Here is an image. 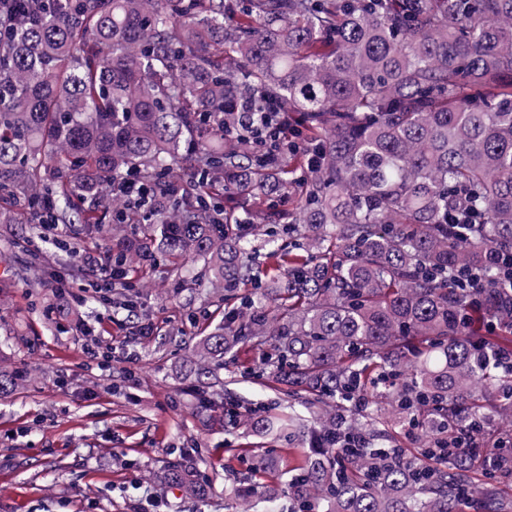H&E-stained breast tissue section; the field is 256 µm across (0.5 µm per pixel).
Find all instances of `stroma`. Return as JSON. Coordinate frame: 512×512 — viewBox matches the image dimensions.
Listing matches in <instances>:
<instances>
[{
    "label": "stroma",
    "mask_w": 512,
    "mask_h": 512,
    "mask_svg": "<svg viewBox=\"0 0 512 512\" xmlns=\"http://www.w3.org/2000/svg\"><path fill=\"white\" fill-rule=\"evenodd\" d=\"M50 237L36 261L13 226L0 224V370L29 373L0 391V512H235L230 487L255 512H288L281 476L303 453L298 439L251 433L223 410L202 408L192 391V351L224 319L220 294L185 285L203 277L201 265L155 261L140 272L148 287L124 299L108 296L91 311L66 301L71 321L61 328L47 315L57 277L87 296L98 275L56 241L103 259L112 240L109 229L91 233L80 224L58 225ZM41 262L45 285L30 287L27 272ZM144 325L151 334L140 335ZM87 344L108 352L110 362L87 364ZM131 352L139 358L133 380L126 372ZM257 358L243 348L220 378L238 396L286 405L287 394L251 378ZM185 461L205 477L204 494L169 479Z\"/></svg>",
    "instance_id": "35a3bbf8"
}]
</instances>
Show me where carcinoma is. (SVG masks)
<instances>
[{"mask_svg": "<svg viewBox=\"0 0 512 512\" xmlns=\"http://www.w3.org/2000/svg\"><path fill=\"white\" fill-rule=\"evenodd\" d=\"M0 32L1 224H141L112 246V287L165 254L224 288L194 353L197 393L249 346L276 414L226 391L252 431L306 432L293 512H512V459L480 445L424 460L473 421L512 417V0H30ZM283 103L278 165L224 144L236 96ZM318 170L305 174V154ZM154 207L112 195L130 177ZM292 189L242 228L243 197ZM482 287L457 286L459 269ZM358 436L344 448L335 432ZM169 479L199 489L190 467Z\"/></svg>", "mask_w": 512, "mask_h": 512, "instance_id": "cac0c4a2", "label": "carcinoma"}]
</instances>
